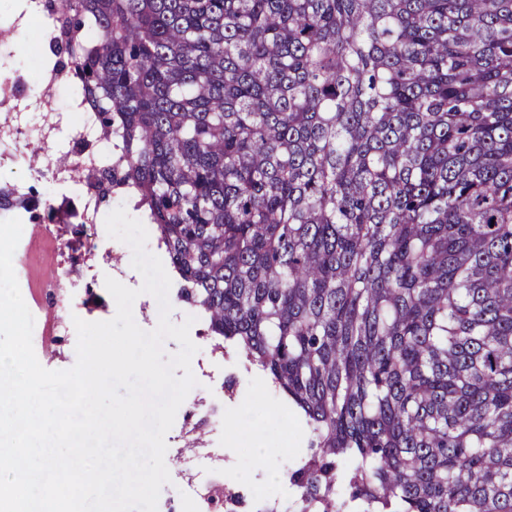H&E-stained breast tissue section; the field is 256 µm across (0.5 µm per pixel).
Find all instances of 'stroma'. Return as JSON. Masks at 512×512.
<instances>
[{
  "mask_svg": "<svg viewBox=\"0 0 512 512\" xmlns=\"http://www.w3.org/2000/svg\"><path fill=\"white\" fill-rule=\"evenodd\" d=\"M57 238V237H56ZM42 225L23 226L18 248L13 255V268L22 297L35 324L46 328L51 315L49 307L39 306L42 284L49 278L59 259L57 241ZM97 280L91 288H64L65 300L78 305L81 319L95 322L114 317L116 308L105 287V278L115 265L130 266L131 248L111 240L108 254L97 257ZM190 337L198 351L191 363L198 380L180 406L175 422L166 436V461L171 481L163 486L158 512H191L186 477L200 449L211 454L201 469L200 478L232 481L244 494L238 512H252L256 504L269 495L280 502L290 501L296 490L288 482V470L305 453L308 431L295 419L286 403L270 410L259 392L269 389L270 380L258 369L248 367L236 353L214 351L213 341L198 329ZM77 339L73 336L34 337L33 348L40 364L50 370H65L76 362ZM248 428V438L228 446L229 423ZM266 448L264 464H256L252 450Z\"/></svg>",
  "mask_w": 512,
  "mask_h": 512,
  "instance_id": "1",
  "label": "stroma"
}]
</instances>
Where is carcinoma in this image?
Segmentation results:
<instances>
[{"mask_svg":"<svg viewBox=\"0 0 512 512\" xmlns=\"http://www.w3.org/2000/svg\"><path fill=\"white\" fill-rule=\"evenodd\" d=\"M177 298L310 434L282 512H512V0H46Z\"/></svg>","mask_w":512,"mask_h":512,"instance_id":"cac0c4a2","label":"carcinoma"}]
</instances>
